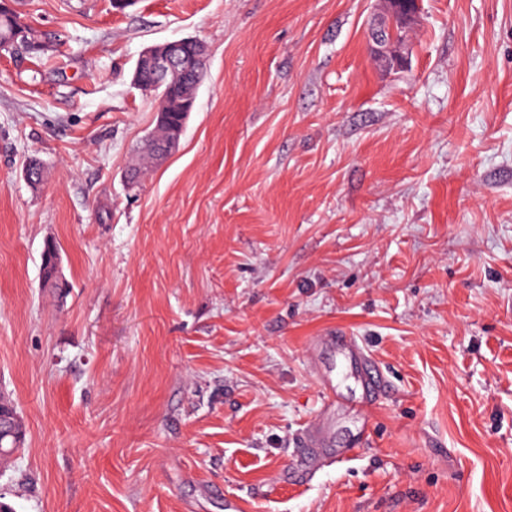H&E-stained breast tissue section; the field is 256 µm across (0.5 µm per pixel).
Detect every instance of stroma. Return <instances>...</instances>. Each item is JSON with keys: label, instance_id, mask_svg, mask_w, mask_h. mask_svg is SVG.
<instances>
[{"label": "stroma", "instance_id": "obj_1", "mask_svg": "<svg viewBox=\"0 0 512 512\" xmlns=\"http://www.w3.org/2000/svg\"><path fill=\"white\" fill-rule=\"evenodd\" d=\"M8 6L56 39L0 51L14 512H512V0H420L398 70L371 54L379 0ZM185 37L194 109L128 189L157 108L137 59ZM330 328L390 389L363 416L337 363L338 451L308 477Z\"/></svg>", "mask_w": 512, "mask_h": 512}]
</instances>
